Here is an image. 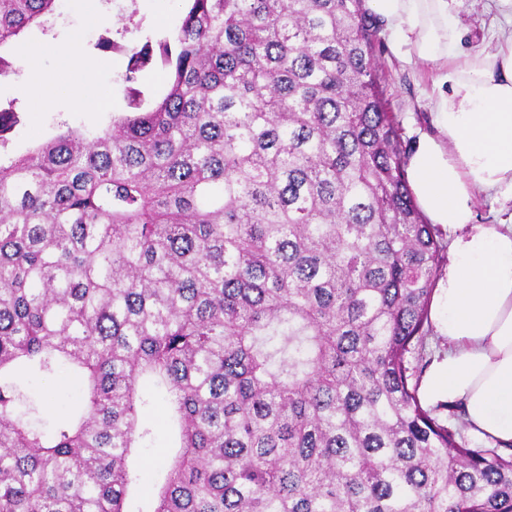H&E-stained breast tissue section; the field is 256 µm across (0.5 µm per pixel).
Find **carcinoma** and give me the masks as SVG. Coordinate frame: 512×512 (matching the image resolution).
<instances>
[{"label": "carcinoma", "mask_w": 512, "mask_h": 512, "mask_svg": "<svg viewBox=\"0 0 512 512\" xmlns=\"http://www.w3.org/2000/svg\"><path fill=\"white\" fill-rule=\"evenodd\" d=\"M164 90L0 163V512H512V451L417 396L448 264L405 176L364 0H181ZM60 0H0L1 53ZM18 123L0 104V147ZM82 381L46 433L16 372ZM166 414L165 397L154 392L150 404L142 413V419L154 428V438L147 448H141L137 466L142 475L144 488L147 489L160 475L162 463L170 452L169 437L163 428Z\"/></svg>", "instance_id": "cac0c4a2"}]
</instances>
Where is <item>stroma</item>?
Segmentation results:
<instances>
[{
	"label": "stroma",
	"mask_w": 512,
	"mask_h": 512,
	"mask_svg": "<svg viewBox=\"0 0 512 512\" xmlns=\"http://www.w3.org/2000/svg\"><path fill=\"white\" fill-rule=\"evenodd\" d=\"M99 24L83 28L82 50L92 60L103 64V80L112 91V107L104 112L73 111L67 99H60L54 111H43L40 94L29 82L25 70L0 78V103L15 102L22 122L12 134L7 147L0 148V160L27 154L38 145L67 130L94 135L109 127L114 117L130 113L131 107L120 77L125 69L126 55L119 51H102L96 42L104 32V18L116 19L135 14L140 23L139 32L127 35L126 45L142 44L146 39H159L174 34L181 24V13L175 0H91ZM466 28L465 41L476 49L496 51L504 36L512 33L508 24L496 11L492 0H464L460 13ZM374 56L379 69L386 75L385 95L389 110L397 117L402 133L403 149H411L418 133L429 127L430 107L426 91L431 84L430 66L404 60L392 50L386 32H379ZM44 381L37 375L21 379L24 401L18 406L20 415L29 416L31 422L44 431H52L58 419L66 416L77 405L78 384L71 377H63L53 397H46ZM166 401L162 393H153L142 419L154 429V438L147 448L141 449L137 466L144 485H151L162 471V463L170 452L169 437L163 428Z\"/></svg>",
	"instance_id": "1"
}]
</instances>
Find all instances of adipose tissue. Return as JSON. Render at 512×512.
<instances>
[{"label": "adipose tissue", "instance_id": "obj_1", "mask_svg": "<svg viewBox=\"0 0 512 512\" xmlns=\"http://www.w3.org/2000/svg\"><path fill=\"white\" fill-rule=\"evenodd\" d=\"M463 0H365L397 50L433 69L430 131L419 133L405 175L432 224L452 235L450 258L434 289L429 320L442 339L418 386L427 407L459 406L469 433L512 444V222L479 224L480 196L512 203V38L496 52L467 48ZM44 108L67 98L74 111L102 99L65 83L63 72L99 71L73 37L57 71L43 47L19 51Z\"/></svg>", "mask_w": 512, "mask_h": 512}]
</instances>
